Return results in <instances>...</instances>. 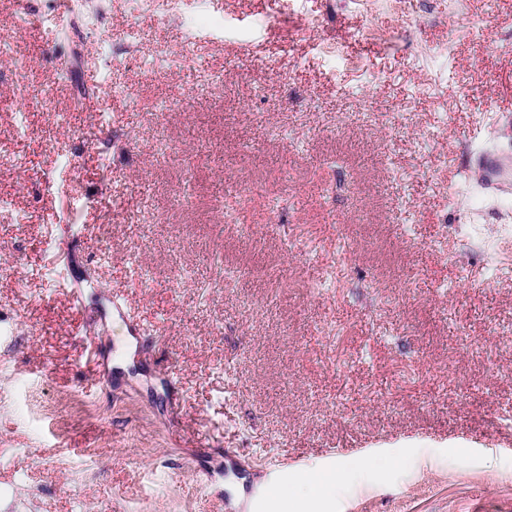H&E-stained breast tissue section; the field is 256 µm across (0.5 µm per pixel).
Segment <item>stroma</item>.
Instances as JSON below:
<instances>
[{
    "label": "stroma",
    "mask_w": 512,
    "mask_h": 512,
    "mask_svg": "<svg viewBox=\"0 0 512 512\" xmlns=\"http://www.w3.org/2000/svg\"><path fill=\"white\" fill-rule=\"evenodd\" d=\"M77 3L0 0V512H512V0ZM474 165L487 188L495 191H511L512 184L507 178V172L512 166V156L509 151L478 153L474 157ZM342 480L338 467L329 470L307 468L298 473L288 484L274 487L266 499V512H293L297 500H319L336 490ZM290 504V508H289Z\"/></svg>",
    "instance_id": "obj_1"
}]
</instances>
